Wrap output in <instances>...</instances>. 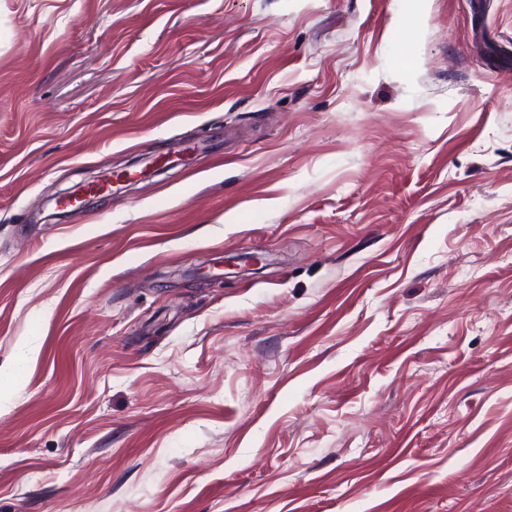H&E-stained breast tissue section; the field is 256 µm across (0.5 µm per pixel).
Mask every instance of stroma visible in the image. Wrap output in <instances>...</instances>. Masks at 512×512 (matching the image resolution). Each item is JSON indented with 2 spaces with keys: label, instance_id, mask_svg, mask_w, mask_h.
I'll return each instance as SVG.
<instances>
[{
  "label": "stroma",
  "instance_id": "1",
  "mask_svg": "<svg viewBox=\"0 0 512 512\" xmlns=\"http://www.w3.org/2000/svg\"><path fill=\"white\" fill-rule=\"evenodd\" d=\"M0 512H512V0H0Z\"/></svg>",
  "mask_w": 512,
  "mask_h": 512
}]
</instances>
